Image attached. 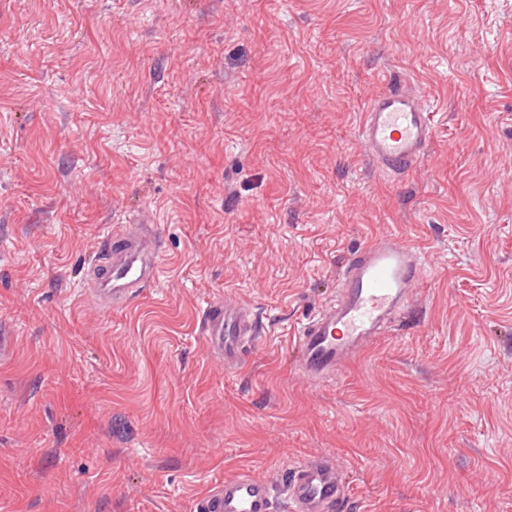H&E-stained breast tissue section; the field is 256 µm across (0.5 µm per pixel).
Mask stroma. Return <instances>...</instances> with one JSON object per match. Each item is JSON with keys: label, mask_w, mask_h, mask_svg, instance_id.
I'll return each instance as SVG.
<instances>
[{"label": "stroma", "mask_w": 512, "mask_h": 512, "mask_svg": "<svg viewBox=\"0 0 512 512\" xmlns=\"http://www.w3.org/2000/svg\"><path fill=\"white\" fill-rule=\"evenodd\" d=\"M390 78L434 109L401 178L357 136ZM136 213L161 278L106 310L81 281ZM388 229L410 315L308 382L293 326ZM226 297L264 327L238 370ZM310 455L340 512H512V0H0V512H195ZM200 331L208 349L224 357L225 369H238L257 341L256 311L230 297L209 302L202 311Z\"/></svg>", "instance_id": "obj_1"}]
</instances>
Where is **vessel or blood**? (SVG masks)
I'll use <instances>...</instances> for the list:
<instances>
[{
    "instance_id": "obj_1",
    "label": "vessel or blood",
    "mask_w": 512,
    "mask_h": 512,
    "mask_svg": "<svg viewBox=\"0 0 512 512\" xmlns=\"http://www.w3.org/2000/svg\"><path fill=\"white\" fill-rule=\"evenodd\" d=\"M364 151L382 172L403 176L424 158L434 137L433 113L421 91L403 80L372 96L357 130ZM160 235L147 220L129 219L100 233L97 259L82 285L104 309L120 308L153 287L160 273ZM425 255L416 244L385 231L344 265L335 300L294 332L297 371L306 379H334L354 356L387 335L411 309L424 281ZM200 331L208 349L235 370L257 340L255 309L234 298L207 303ZM274 482L243 471L198 503V512H275ZM289 512H334L345 499L339 467L315 455L299 460L283 488Z\"/></svg>"
}]
</instances>
